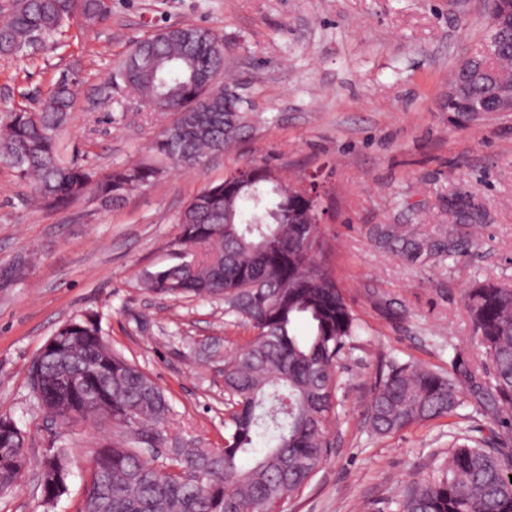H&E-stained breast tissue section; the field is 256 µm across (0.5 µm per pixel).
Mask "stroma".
Here are the masks:
<instances>
[{
	"label": "stroma",
	"mask_w": 512,
	"mask_h": 512,
	"mask_svg": "<svg viewBox=\"0 0 512 512\" xmlns=\"http://www.w3.org/2000/svg\"><path fill=\"white\" fill-rule=\"evenodd\" d=\"M487 0H112L90 29L33 56L0 57V118L38 107L61 73L80 91L59 139L67 159L96 173L148 160L173 114L152 112L111 73L135 43L169 26L224 38L229 88L252 117L250 136L194 168L102 208L83 198L50 210L31 183L0 161V416L26 432L33 466L0 495V512H80L84 479L112 424L59 425L32 397L28 368L63 323L94 315L113 349L165 391L167 434L190 448H220L232 407L224 358L253 338L218 299L173 301L149 292L146 272L177 264L186 203L225 172L270 163L283 176L315 175L326 190L322 225L344 295L364 330L338 370L332 448L283 512H398L403 490L431 476L466 426L494 420L470 395L456 416L388 436L365 411L385 361L450 367L472 342L463 294L476 281L512 286V113L485 112L458 126L443 92L456 64L486 33ZM483 220L448 235V207ZM420 225L431 251L385 241L389 225ZM67 444L68 491L45 503L34 463Z\"/></svg>",
	"instance_id": "1"
}]
</instances>
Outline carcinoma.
Returning <instances> with one entry per match:
<instances>
[{"mask_svg":"<svg viewBox=\"0 0 512 512\" xmlns=\"http://www.w3.org/2000/svg\"><path fill=\"white\" fill-rule=\"evenodd\" d=\"M112 0H0V56L31 55L57 44L78 20L92 27L108 18ZM487 50L467 56L448 81L446 108L466 119L493 96V72L512 71V0H496L489 16ZM224 38L197 27L188 36H149L138 53L157 59L154 69L125 59L111 82L148 105L178 112L153 142L154 159L95 176L62 159L56 131L68 122L79 80L60 77L36 111L12 109L0 122V157L21 178L33 180L36 200L64 209L90 194L103 206L160 179L169 164L194 167L231 148L251 129L247 112L224 111V87L212 84L224 71ZM320 196L305 178L285 180L266 164L238 170L193 196L178 217L173 242L180 262L150 272L148 290L170 298L221 297L225 314L251 326L253 341L224 359V392L237 406L224 447L168 445L171 412L163 390L135 363L112 356V415L78 401L57 412L60 399L45 369L31 363L34 399L63 420L77 414L122 428L112 463L85 490L81 512H278L299 494L329 453L328 435L338 385L337 368L363 325L346 301L329 262L318 219ZM465 309L481 361L458 351L452 369L391 362L367 404L365 422L379 435L449 417L462 391L506 431L465 435L448 461L414 483L399 512H512V288L476 282L465 291ZM63 336L80 337L73 368L106 384L101 327L87 315L69 321ZM20 427L0 417V494L29 468ZM274 446L257 453L255 440ZM252 457L244 467L240 461ZM41 491L61 497L70 474L41 462Z\"/></svg>","mask_w":512,"mask_h":512,"instance_id":"cac0c4a2","label":"carcinoma"}]
</instances>
